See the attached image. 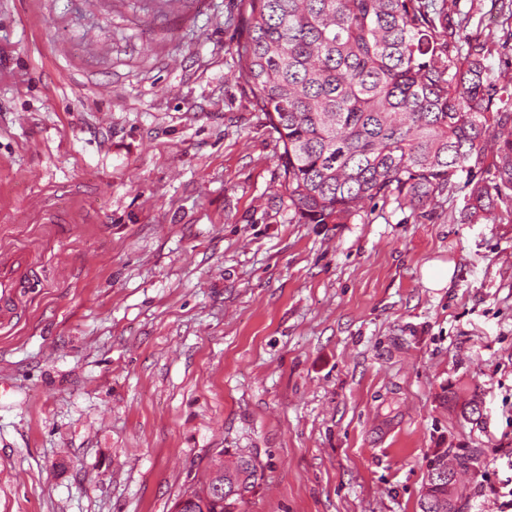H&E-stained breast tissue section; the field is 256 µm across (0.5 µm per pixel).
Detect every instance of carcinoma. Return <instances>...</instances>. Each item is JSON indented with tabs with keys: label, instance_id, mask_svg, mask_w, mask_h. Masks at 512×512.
<instances>
[{
	"label": "carcinoma",
	"instance_id": "carcinoma-1",
	"mask_svg": "<svg viewBox=\"0 0 512 512\" xmlns=\"http://www.w3.org/2000/svg\"><path fill=\"white\" fill-rule=\"evenodd\" d=\"M447 0H243L239 76L278 134L288 208L301 224H348L366 203L414 219L463 195L460 221L512 215V79L490 75L487 46L463 35ZM188 486L194 512H238L259 466L237 452ZM463 512L448 481L421 494Z\"/></svg>",
	"mask_w": 512,
	"mask_h": 512
}]
</instances>
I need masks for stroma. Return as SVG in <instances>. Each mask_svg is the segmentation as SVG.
<instances>
[{"instance_id":"stroma-1","label":"stroma","mask_w":512,"mask_h":512,"mask_svg":"<svg viewBox=\"0 0 512 512\" xmlns=\"http://www.w3.org/2000/svg\"><path fill=\"white\" fill-rule=\"evenodd\" d=\"M447 5L512 76V0ZM240 10L0 0V263L37 272L0 327V512H170L223 448L260 464L240 512H419L476 451L465 512H501L512 217L297 223Z\"/></svg>"}]
</instances>
